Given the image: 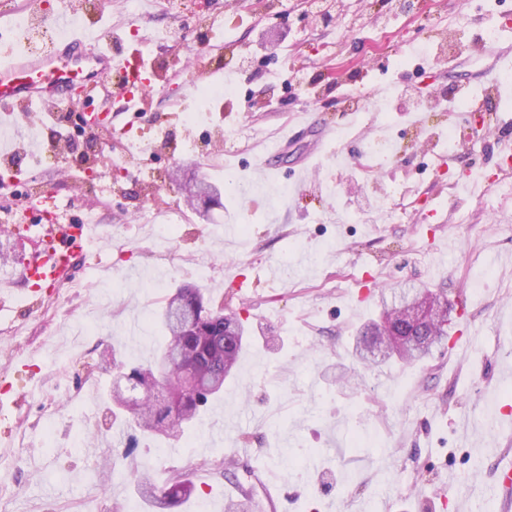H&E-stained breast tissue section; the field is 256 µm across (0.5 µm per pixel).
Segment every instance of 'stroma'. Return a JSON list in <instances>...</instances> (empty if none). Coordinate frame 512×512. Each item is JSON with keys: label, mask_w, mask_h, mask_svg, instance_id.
Here are the masks:
<instances>
[{"label": "stroma", "mask_w": 512, "mask_h": 512, "mask_svg": "<svg viewBox=\"0 0 512 512\" xmlns=\"http://www.w3.org/2000/svg\"><path fill=\"white\" fill-rule=\"evenodd\" d=\"M102 2L98 28L128 27L130 50L153 40L162 78L143 102L124 101L109 78L97 89L112 131L92 141L96 166L65 148L32 155L25 171L28 188L72 200V219L94 212L101 240L72 281L30 299L18 281L0 312V512H222L246 492L261 512H500L495 471L512 465V191L499 188L497 131L512 123V86L510 107L459 125L439 101L460 82L483 90L494 58L477 46L491 27L512 44V0H326L327 22L314 0H186L177 15L153 0L134 18L122 0ZM214 13L223 24L211 28ZM200 69L237 91L195 124L185 113ZM401 86V111H380L379 89ZM354 92L366 111H349ZM305 110L331 134L315 155L314 132L297 134L288 159L309 154L313 179L288 196L260 155ZM452 131L461 146L439 161ZM377 135L388 152L367 159ZM132 140L141 154L115 169ZM174 172L220 193L188 207ZM393 186L395 220L375 207ZM173 208L187 218L167 236L138 220ZM271 263L284 277L261 283ZM483 268L479 292L470 280ZM374 280L379 295L357 303ZM187 284L237 312L249 339L225 398L173 442L113 417L101 358L148 364L162 341L154 318ZM430 284L448 291L457 345L413 363L360 361L358 334L383 297ZM489 413L500 420L490 432ZM363 430L373 445L351 447ZM145 473L160 486L185 475L196 491L147 506Z\"/></svg>", "instance_id": "stroma-1"}]
</instances>
